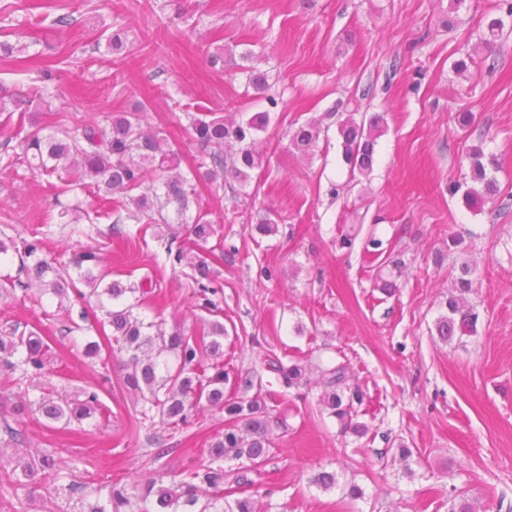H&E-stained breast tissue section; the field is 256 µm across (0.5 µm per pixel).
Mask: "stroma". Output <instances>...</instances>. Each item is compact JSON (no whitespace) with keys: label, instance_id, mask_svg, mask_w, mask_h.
Returning a JSON list of instances; mask_svg holds the SVG:
<instances>
[{"label":"stroma","instance_id":"35a3bbf8","mask_svg":"<svg viewBox=\"0 0 512 512\" xmlns=\"http://www.w3.org/2000/svg\"><path fill=\"white\" fill-rule=\"evenodd\" d=\"M68 23H61V16ZM502 33L483 47L488 23ZM123 27V53L107 38ZM0 144L147 106L149 126L165 129L195 168L203 150L186 131L188 112L226 120L270 115L259 132L261 168L247 190L226 179L212 194L197 181L200 207L214 232L194 242L185 225L117 224L124 195L100 196L56 176L0 165V336L39 332L49 345L38 373L0 372V512H87L72 485L125 484L167 474L180 481L210 465L224 413L198 408L186 425L159 429L143 403L118 385L120 354L95 301L58 302L24 279L18 253L39 238L58 272L73 254L100 252L106 281L152 280L140 314L163 331L200 337L224 325V368L255 374L254 394L269 399L271 456L253 485L268 512H512V18L501 0H0ZM224 50L223 68L208 54ZM252 50L269 91L246 89L238 63ZM467 69L456 70L457 60ZM55 76L42 86L38 76ZM23 108H16V101ZM471 113L460 126L459 113ZM384 117L373 168L352 172L335 129L347 119ZM329 126L314 153L287 144L309 121ZM495 159L500 192L467 205L468 154ZM82 203L89 219L55 223L57 203ZM270 212L276 232L251 228ZM178 239L210 267L213 308H206L193 269L166 258ZM473 281L462 299L478 313L473 333L440 340L438 317L462 269ZM98 342L97 356L86 353ZM347 367L362 388L357 420L344 433L322 402V372ZM304 368L307 384L287 386L281 367ZM64 398L99 395L82 421H46L43 390ZM42 451L63 461L37 491L16 486L12 458ZM335 487L318 486L321 471ZM358 486L360 497L347 494Z\"/></svg>","mask_w":512,"mask_h":512}]
</instances>
